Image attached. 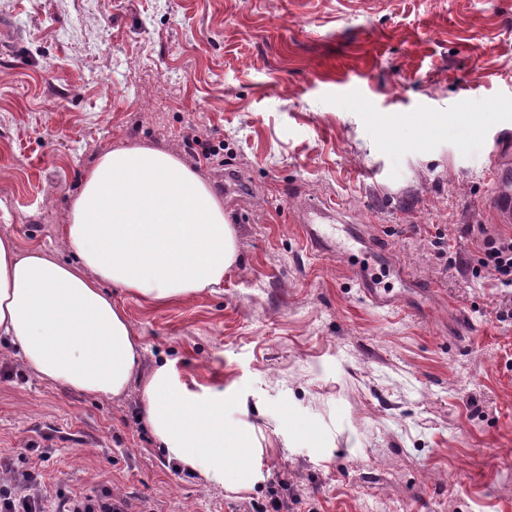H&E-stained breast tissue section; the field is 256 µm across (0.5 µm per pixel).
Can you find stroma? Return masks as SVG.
Masks as SVG:
<instances>
[{
    "label": "stroma",
    "mask_w": 512,
    "mask_h": 512,
    "mask_svg": "<svg viewBox=\"0 0 512 512\" xmlns=\"http://www.w3.org/2000/svg\"><path fill=\"white\" fill-rule=\"evenodd\" d=\"M504 129L512 0H0V234L71 261L69 203L118 146L206 179L237 236L222 284L163 307L111 294L145 364L248 399L266 479L206 486L157 451L138 385L52 387L2 345L0 455L48 502L106 487L129 512H512V290L474 273L512 231L490 207ZM321 198L368 227L370 274L410 304L372 308L342 257L306 247L291 213Z\"/></svg>",
    "instance_id": "stroma-1"
}]
</instances>
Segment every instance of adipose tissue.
Masks as SVG:
<instances>
[{
  "instance_id": "ef3b65f1",
  "label": "adipose tissue",
  "mask_w": 512,
  "mask_h": 512,
  "mask_svg": "<svg viewBox=\"0 0 512 512\" xmlns=\"http://www.w3.org/2000/svg\"><path fill=\"white\" fill-rule=\"evenodd\" d=\"M63 242L75 263L0 236V343L41 382L87 396L118 399L139 381L140 419L168 462L253 492L265 436L246 399L190 389L167 360L142 372V345L109 293L164 305L219 285L237 256L223 199L167 151L115 148L83 173Z\"/></svg>"
}]
</instances>
